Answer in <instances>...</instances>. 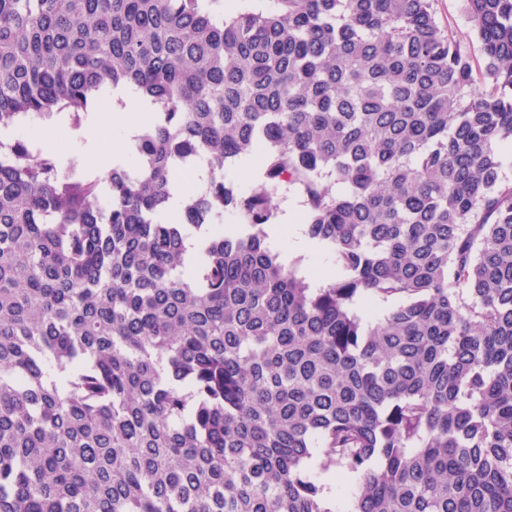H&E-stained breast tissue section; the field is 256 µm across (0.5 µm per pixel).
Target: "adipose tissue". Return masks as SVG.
<instances>
[{
	"instance_id": "adipose-tissue-1",
	"label": "adipose tissue",
	"mask_w": 512,
	"mask_h": 512,
	"mask_svg": "<svg viewBox=\"0 0 512 512\" xmlns=\"http://www.w3.org/2000/svg\"><path fill=\"white\" fill-rule=\"evenodd\" d=\"M152 109L149 100L121 89L112 96L109 114L97 110L88 113L72 135H64L66 118L62 115L33 133L42 148L66 160L76 159L81 168L102 176L112 165L126 162L135 148L139 128Z\"/></svg>"
}]
</instances>
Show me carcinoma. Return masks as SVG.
<instances>
[{
	"instance_id": "carcinoma-1",
	"label": "carcinoma",
	"mask_w": 512,
	"mask_h": 512,
	"mask_svg": "<svg viewBox=\"0 0 512 512\" xmlns=\"http://www.w3.org/2000/svg\"><path fill=\"white\" fill-rule=\"evenodd\" d=\"M273 2L0 0V129L155 107L103 180L0 138V512H336V470L347 512H512V0H462L482 68L435 0ZM185 200V192L181 185H175L171 197L166 203L163 211L162 218L167 222L178 223L183 219V205ZM281 209L284 210V215L281 216L278 224H270L267 227V233L271 240L278 243H286L287 250L284 251L283 258L288 264L290 261V252L292 250L298 251L305 255H311L313 253L314 246L308 242L298 239L300 229L296 224H299L303 227V224H305V211L301 204L299 207L301 211L298 214V219L296 220L295 224H293V221L297 212V206H292L287 202L281 205ZM290 238L293 239L291 244L288 242V239ZM302 274L306 276L307 281L310 282L312 286V279L317 274H326L328 279H331L336 276V266L332 262L326 250H317L309 265L302 269ZM336 488L334 490V499L336 510H345L354 493L357 492L359 480L355 477L336 476Z\"/></svg>"
}]
</instances>
